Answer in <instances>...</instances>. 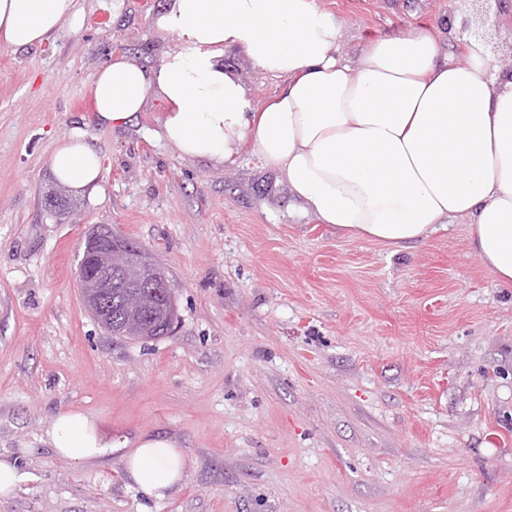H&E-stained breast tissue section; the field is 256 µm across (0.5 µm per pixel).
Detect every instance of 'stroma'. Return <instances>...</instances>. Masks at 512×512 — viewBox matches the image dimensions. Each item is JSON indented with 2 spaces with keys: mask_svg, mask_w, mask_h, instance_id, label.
<instances>
[{
  "mask_svg": "<svg viewBox=\"0 0 512 512\" xmlns=\"http://www.w3.org/2000/svg\"><path fill=\"white\" fill-rule=\"evenodd\" d=\"M164 0H76L41 45H0V457L30 476L0 512H512V288L453 220L395 251L301 211L251 142L233 161L180 157L155 135L166 110L97 120L96 71L114 54L155 67L175 49ZM339 52L413 28L470 35L479 0H318ZM224 66L253 111L284 84L239 49ZM81 131L101 191L46 199L57 144ZM149 253L175 290L174 332L108 334L85 310L78 262L92 225ZM95 419L111 454L60 458L45 432ZM170 441L182 481L154 500L125 447Z\"/></svg>",
  "mask_w": 512,
  "mask_h": 512,
  "instance_id": "35a3bbf8",
  "label": "stroma"
}]
</instances>
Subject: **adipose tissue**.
Masks as SVG:
<instances>
[{
    "label": "adipose tissue",
    "mask_w": 512,
    "mask_h": 512,
    "mask_svg": "<svg viewBox=\"0 0 512 512\" xmlns=\"http://www.w3.org/2000/svg\"><path fill=\"white\" fill-rule=\"evenodd\" d=\"M75 3L0 0V45L44 43ZM154 24L175 50L152 68L115 54L98 69L90 92L101 125L132 122L156 93L167 107L157 136L180 156L225 163L252 140L303 212L396 249L465 219L474 252L512 287V70L493 64L488 43L512 19L485 22L461 61L427 29L373 39L349 61L337 52L342 22L317 0H166ZM228 48L284 78L262 111L225 69ZM51 170L94 191L102 159L78 134L55 147ZM46 437L74 463L112 451L80 412L55 416ZM125 460L129 478L156 499L185 472L162 439L140 441Z\"/></svg>",
    "instance_id": "1"
}]
</instances>
